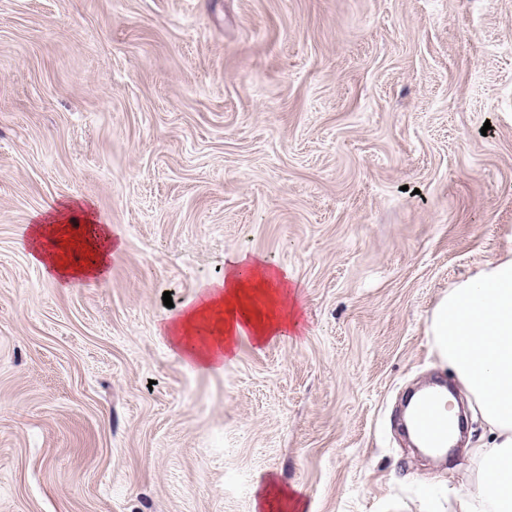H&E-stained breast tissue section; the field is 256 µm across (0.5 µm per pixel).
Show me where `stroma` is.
Listing matches in <instances>:
<instances>
[{"mask_svg": "<svg viewBox=\"0 0 512 512\" xmlns=\"http://www.w3.org/2000/svg\"><path fill=\"white\" fill-rule=\"evenodd\" d=\"M91 203L121 247L62 284L35 213ZM512 252V0H0V512H464L397 427L456 383L441 297ZM241 253L298 332L201 371L158 329ZM172 306H165L164 295ZM260 498V507L263 510L288 511V507L289 510H296L297 507V502H293L294 494L283 487L277 486L273 481L266 484ZM290 503L292 504L290 505Z\"/></svg>", "mask_w": 512, "mask_h": 512, "instance_id": "obj_1", "label": "stroma"}]
</instances>
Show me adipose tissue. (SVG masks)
<instances>
[{
	"label": "adipose tissue",
	"instance_id": "obj_1",
	"mask_svg": "<svg viewBox=\"0 0 512 512\" xmlns=\"http://www.w3.org/2000/svg\"><path fill=\"white\" fill-rule=\"evenodd\" d=\"M76 217L89 231L74 251L67 226ZM117 245L92 206L77 199L57 202L28 231L30 259L65 282L101 277ZM299 318L287 274L242 255L229 260L223 279L205 288L194 306L172 315L164 332L185 361L213 370L232 356L239 338L261 345L296 332ZM430 334L492 428L480 451L486 477L473 498L486 512H512V487L501 477L503 462H512V256L489 262L441 298Z\"/></svg>",
	"mask_w": 512,
	"mask_h": 512
}]
</instances>
